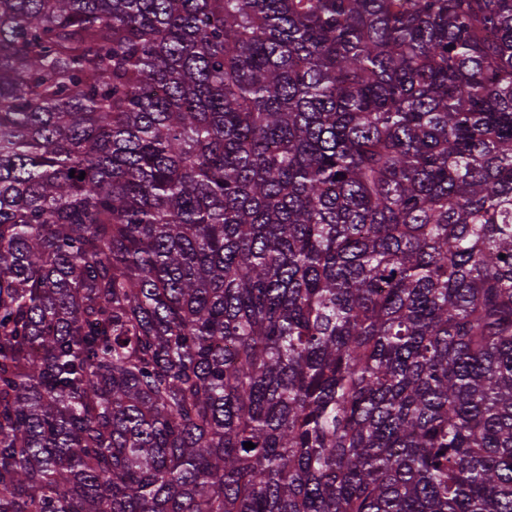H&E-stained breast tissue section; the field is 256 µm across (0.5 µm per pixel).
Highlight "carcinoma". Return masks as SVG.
<instances>
[{"instance_id": "1", "label": "carcinoma", "mask_w": 512, "mask_h": 512, "mask_svg": "<svg viewBox=\"0 0 512 512\" xmlns=\"http://www.w3.org/2000/svg\"><path fill=\"white\" fill-rule=\"evenodd\" d=\"M0 512H512V0H0Z\"/></svg>"}]
</instances>
